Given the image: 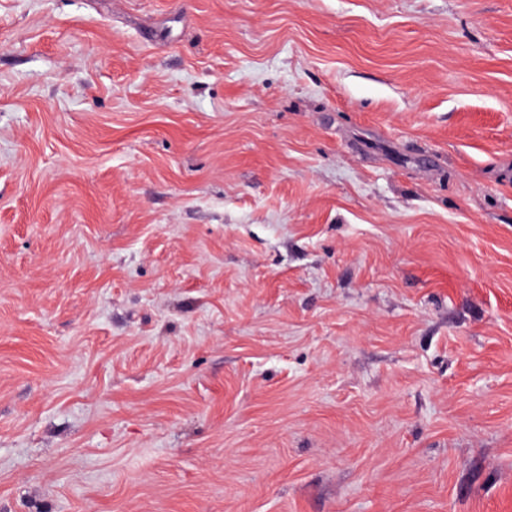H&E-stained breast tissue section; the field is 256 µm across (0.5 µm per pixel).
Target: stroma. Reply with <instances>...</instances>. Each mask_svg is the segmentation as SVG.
Instances as JSON below:
<instances>
[{
  "instance_id": "obj_1",
  "label": "stroma",
  "mask_w": 512,
  "mask_h": 512,
  "mask_svg": "<svg viewBox=\"0 0 512 512\" xmlns=\"http://www.w3.org/2000/svg\"><path fill=\"white\" fill-rule=\"evenodd\" d=\"M0 512H512V0H0Z\"/></svg>"
}]
</instances>
